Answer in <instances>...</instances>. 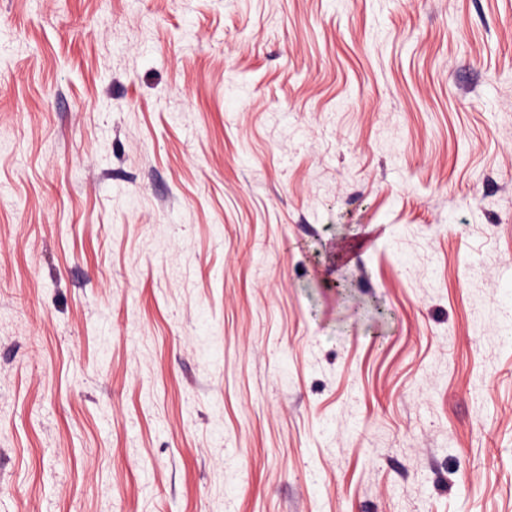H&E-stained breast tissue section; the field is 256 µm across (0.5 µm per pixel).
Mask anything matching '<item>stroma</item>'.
I'll return each instance as SVG.
<instances>
[{"instance_id": "stroma-1", "label": "stroma", "mask_w": 512, "mask_h": 512, "mask_svg": "<svg viewBox=\"0 0 512 512\" xmlns=\"http://www.w3.org/2000/svg\"><path fill=\"white\" fill-rule=\"evenodd\" d=\"M509 307L512 0H0V512H512Z\"/></svg>"}]
</instances>
